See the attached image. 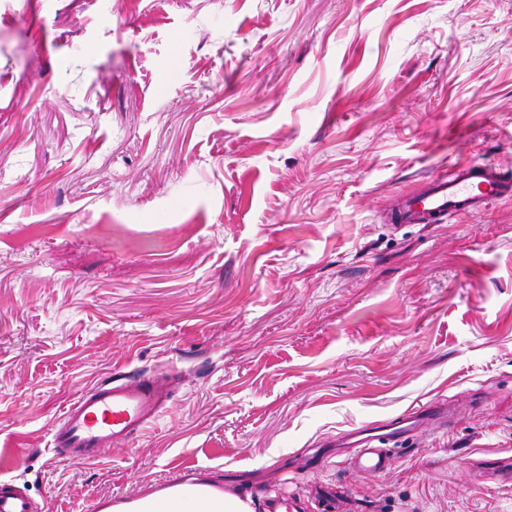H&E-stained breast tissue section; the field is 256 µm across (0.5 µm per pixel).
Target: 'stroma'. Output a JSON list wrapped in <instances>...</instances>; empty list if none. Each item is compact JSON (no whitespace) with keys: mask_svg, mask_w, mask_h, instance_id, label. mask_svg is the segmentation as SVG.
<instances>
[{"mask_svg":"<svg viewBox=\"0 0 512 512\" xmlns=\"http://www.w3.org/2000/svg\"><path fill=\"white\" fill-rule=\"evenodd\" d=\"M512 173V0H0V476L90 512L210 474L265 512H512V200L397 225L451 162ZM168 382L92 464L49 429ZM448 428L356 476L344 431ZM164 385L132 378L86 388L52 423V459L89 464L129 436L146 430L163 411Z\"/></svg>","mask_w":512,"mask_h":512,"instance_id":"35a3bbf8","label":"stroma"}]
</instances>
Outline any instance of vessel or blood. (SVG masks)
<instances>
[{
  "instance_id": "1",
  "label": "vessel or blood",
  "mask_w": 512,
  "mask_h": 512,
  "mask_svg": "<svg viewBox=\"0 0 512 512\" xmlns=\"http://www.w3.org/2000/svg\"><path fill=\"white\" fill-rule=\"evenodd\" d=\"M512 198V176L490 162H454L447 174L430 179L416 193H397L392 211L402 224H438L444 219L469 214L489 201ZM163 384L156 379L132 378L120 383H101L86 388L52 423L48 447L57 461L89 464L106 450L118 447L129 436L146 430L163 411ZM450 422L448 409L429 402L387 422L386 432L358 439L352 459L358 476L387 470L394 447L419 429L444 428ZM208 486L223 494V484L205 475L173 480L140 491V498L160 496L180 487ZM0 512H31L28 498L13 482L0 478Z\"/></svg>"
}]
</instances>
